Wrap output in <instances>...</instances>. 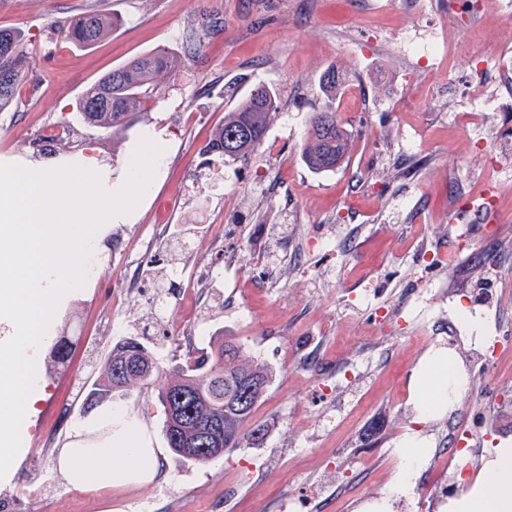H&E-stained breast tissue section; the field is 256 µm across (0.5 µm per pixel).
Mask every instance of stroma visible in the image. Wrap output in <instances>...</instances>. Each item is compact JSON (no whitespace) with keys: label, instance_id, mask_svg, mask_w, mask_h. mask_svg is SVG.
<instances>
[{"label":"stroma","instance_id":"stroma-1","mask_svg":"<svg viewBox=\"0 0 512 512\" xmlns=\"http://www.w3.org/2000/svg\"><path fill=\"white\" fill-rule=\"evenodd\" d=\"M112 15L111 34L84 49L62 27L85 10ZM0 27L22 35L28 67L15 103L0 111V163L33 155L32 140L68 128L64 157L92 148L113 166L142 138L166 146L151 196L128 224H107L82 288L60 305L38 359L46 396L21 431L13 473L0 479V512H357L386 497L401 463L399 438L422 428L431 448L414 495L395 512H439L453 472L454 429L470 427L474 469L512 441V361L474 367L468 331L451 332L459 305L487 332L512 331V0H0ZM201 47L190 50L189 32ZM449 34L452 57L426 52ZM164 51L182 61L131 123L114 134L77 109L93 82L133 58ZM345 76L321 91L328 66ZM490 87L472 100L468 82ZM280 107L247 161L207 153L224 115L258 86ZM333 108L348 131L349 160L324 173L302 162L314 112ZM479 109L477 123L457 115ZM493 204L467 220L465 203ZM468 224L466 236L458 225ZM446 263L418 260V248ZM503 256V289H484L478 260ZM160 263H153V256ZM149 281L166 309L119 293ZM147 334L157 359L181 362L234 337L244 360L274 376L253 420L262 445L206 463L169 450L157 388L133 390L114 409L158 449L153 480L86 493L58 469L76 436L106 431L105 406L85 411L88 388L112 346ZM67 337L65 365L52 342ZM453 346L471 378L450 415L418 425L408 387L434 346Z\"/></svg>","mask_w":512,"mask_h":512}]
</instances>
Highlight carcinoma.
<instances>
[{
    "label": "carcinoma",
    "instance_id": "1",
    "mask_svg": "<svg viewBox=\"0 0 512 512\" xmlns=\"http://www.w3.org/2000/svg\"><path fill=\"white\" fill-rule=\"evenodd\" d=\"M112 26L110 15L89 9L70 25L67 38L76 46L90 47L108 35ZM27 64L20 33L0 29V110L15 101ZM178 66L179 61L168 53L152 52L112 70L79 99L83 119L114 133L124 130L138 107ZM319 84L324 95L334 99L344 87V79L336 67L329 66L321 73ZM277 109L275 91L265 86L254 89L224 115V124L205 151L233 161L247 159L262 144ZM347 148V133L336 111L329 108L315 113L300 146L304 163L319 172L334 170L345 163ZM272 378L273 371L264 362H241L240 347L231 339L211 346L192 363L164 364L154 359L142 338L130 337L112 347L103 374L87 395L109 402L129 396L136 387L161 382L158 399L163 413H168L170 405L180 410L178 428L164 418L168 448L184 462L201 464L245 443L263 441L268 427L250 421Z\"/></svg>",
    "mask_w": 512,
    "mask_h": 512
}]
</instances>
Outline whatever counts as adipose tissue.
<instances>
[{"instance_id":"ef3b65f1","label":"adipose tissue","mask_w":512,"mask_h":512,"mask_svg":"<svg viewBox=\"0 0 512 512\" xmlns=\"http://www.w3.org/2000/svg\"><path fill=\"white\" fill-rule=\"evenodd\" d=\"M470 384V376L456 352L444 346L426 351L409 381L419 426L398 442L403 464L394 477L389 497L364 503L359 512H391L393 498L410 494L414 477L431 446L420 430L421 425L452 412ZM157 467L156 449L147 447L132 425L108 434L94 445L74 443L62 449L59 456L60 470L77 489L151 479ZM444 508L446 512H512V442L494 448L484 467L460 493L449 497Z\"/></svg>"}]
</instances>
